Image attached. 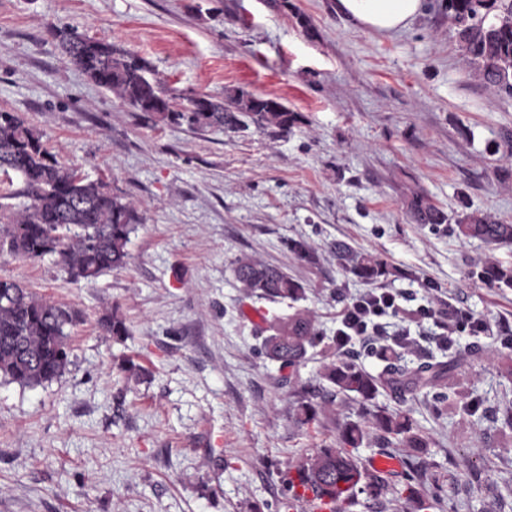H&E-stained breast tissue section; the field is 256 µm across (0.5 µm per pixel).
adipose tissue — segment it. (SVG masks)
I'll use <instances>...</instances> for the list:
<instances>
[{"label": "adipose tissue", "instance_id": "adipose-tissue-1", "mask_svg": "<svg viewBox=\"0 0 512 512\" xmlns=\"http://www.w3.org/2000/svg\"><path fill=\"white\" fill-rule=\"evenodd\" d=\"M337 14L382 34L407 27L418 15L421 0H334Z\"/></svg>", "mask_w": 512, "mask_h": 512}]
</instances>
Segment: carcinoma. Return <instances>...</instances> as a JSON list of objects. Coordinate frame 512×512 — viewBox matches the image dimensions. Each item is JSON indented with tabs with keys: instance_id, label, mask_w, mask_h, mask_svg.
<instances>
[{
	"instance_id": "cac0c4a2",
	"label": "carcinoma",
	"mask_w": 512,
	"mask_h": 512,
	"mask_svg": "<svg viewBox=\"0 0 512 512\" xmlns=\"http://www.w3.org/2000/svg\"><path fill=\"white\" fill-rule=\"evenodd\" d=\"M454 23L459 57L480 85L496 94L512 96V0H443ZM497 8V21L485 23L481 10ZM56 37L71 62L95 85L113 93L123 103L144 113L153 123L186 124L190 127H220L226 132H244L253 127L275 136L288 134L297 123L291 112L275 98L260 97L241 89L228 91L224 101L207 95L177 96L151 76L148 63L110 42L76 31L60 30ZM0 172L22 179L21 186L0 200L27 198L19 210L0 203L6 210L0 224V254L34 261L47 254L76 280L93 281L102 273L126 267L127 245L138 221L137 203L113 194L101 180H89L64 166L42 136L16 112L0 110ZM418 224L437 230L448 223V214L430 200L415 195L408 203ZM463 239H477L488 246L512 244V224L490 214H467L455 228ZM331 252L336 263L364 283L387 276V264L378 256L338 240ZM236 281L246 296L297 302L306 295L302 281L281 267L250 257L234 261ZM472 276L490 288H512V268L487 260ZM75 312L37 295L21 283L0 278V379L36 387L61 377L70 360L69 333ZM103 330L120 338L128 334L123 319L106 314ZM260 350L283 367H296L308 349L323 342L314 316L308 310L268 319ZM345 337L337 336L325 346L320 379L326 383L321 402H299L297 419L304 425L331 421L338 435L333 445L309 448L289 467L297 478H288V507L302 502L303 489L320 490L345 485L342 496L354 501L364 494L386 512L395 503H415L425 512L434 508L423 490L406 477L397 480L364 468L355 451L372 442L397 440L403 448L419 450L430 437L414 427L409 411L389 412L375 405L379 393L397 385L437 389L435 399L448 406V396L438 390L455 364L425 361L412 370L397 362L414 350V343L387 344L376 350L386 363L374 375L342 353ZM359 403L357 419L336 417L337 397Z\"/></svg>"
}]
</instances>
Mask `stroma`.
Segmentation results:
<instances>
[{"label": "stroma", "mask_w": 512, "mask_h": 512, "mask_svg": "<svg viewBox=\"0 0 512 512\" xmlns=\"http://www.w3.org/2000/svg\"><path fill=\"white\" fill-rule=\"evenodd\" d=\"M57 29L142 58L175 93L239 88L299 120L284 136L153 126L70 62ZM0 109L139 215L126 267L91 282L53 255L0 257V277L80 314L62 377L0 381V512H300L284 473L337 435L296 420L300 397L322 394L319 361L283 369L260 352L248 311L287 304L244 297L233 262L249 254L301 280L300 305L329 339L342 299L364 287L332 256L338 240L387 262L384 287L452 297L488 323L446 348L411 327L420 354H459L452 404L438 415L430 389L383 392L377 405L409 410L431 442L368 445L360 461L401 459L438 495L435 512H512V353L478 357L512 329V289L471 276L489 259L512 268V245L451 230L471 212L512 224V97L461 66L441 0L390 34L337 15L333 0H0ZM416 193L447 212L441 230L413 221ZM288 239L313 262L296 261ZM107 312L128 336L103 333Z\"/></svg>", "instance_id": "stroma-1"}]
</instances>
